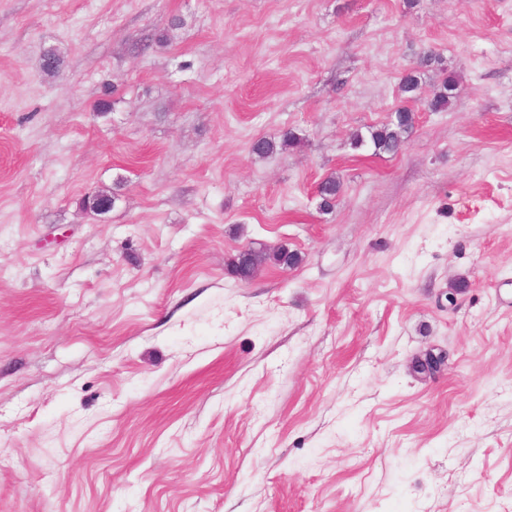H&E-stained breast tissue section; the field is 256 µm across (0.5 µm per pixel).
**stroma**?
I'll use <instances>...</instances> for the list:
<instances>
[{"instance_id": "1", "label": "stroma", "mask_w": 512, "mask_h": 512, "mask_svg": "<svg viewBox=\"0 0 512 512\" xmlns=\"http://www.w3.org/2000/svg\"><path fill=\"white\" fill-rule=\"evenodd\" d=\"M0 512H512V0H0ZM457 81L454 76L446 77L436 89L433 97L425 102L430 112H445L455 97ZM415 126V113L406 107L394 112L391 120L379 127H369L368 135L356 130L351 133L350 145L359 150L370 145L376 154L395 155L401 152ZM298 143V137L292 131H286L279 143L265 138L256 139L251 144V153L257 157H269L275 154L279 149L295 146ZM343 184L335 176L324 179L318 188V197L320 198V209L330 211L334 207L336 198L342 192ZM244 249L233 254L226 263L228 273L240 281L253 279L266 266L287 270L298 267L302 262L301 256L288 250L286 245L268 246L252 242ZM427 352L432 353L436 358L443 359L444 362L447 363L448 356H447V354H446L447 352L445 350L440 349V348L431 347L430 349L427 350ZM441 359L437 361V360L433 359V357L431 355L424 352V353L416 356L413 359V362H412L413 369L417 374L420 375V377L422 379L426 375L427 371L432 372V373L434 372V373L440 375L447 369V366H446L444 371H439V368L436 367L441 362Z\"/></svg>"}]
</instances>
